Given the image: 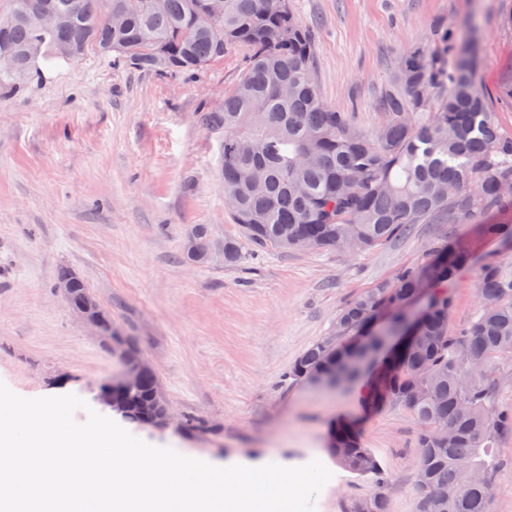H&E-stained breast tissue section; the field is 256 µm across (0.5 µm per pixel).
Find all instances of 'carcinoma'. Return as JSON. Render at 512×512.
Masks as SVG:
<instances>
[{"label":"carcinoma","instance_id":"carcinoma-1","mask_svg":"<svg viewBox=\"0 0 512 512\" xmlns=\"http://www.w3.org/2000/svg\"><path fill=\"white\" fill-rule=\"evenodd\" d=\"M0 14V86L16 79L34 45L56 55L65 41L83 53L107 55L134 70L190 77L224 60L232 47L244 67L224 95V107L203 113L224 131V196L240 237L224 239V265L237 266L243 249L274 248L360 254L414 231L420 224L478 227L489 238L512 239V224L492 215L512 211V133L502 131L478 87V55L441 24L428 45L405 54L379 99V121L366 133L349 113L323 100L315 81L314 36L288 0H224V15L207 21L205 0H112L126 16L110 28L105 0H11ZM25 3L70 6L76 19L63 31L39 32L21 15ZM216 246L210 228L196 224L183 259L203 264ZM460 244L432 251L415 266L347 300L333 331L304 350L289 376L308 380L316 367L346 387L365 375V408L396 406L416 426L418 462L414 512H492L501 460V434L512 412L494 404L499 361L512 359V260L479 270L478 314L458 332L449 329L448 282L466 265ZM434 302L404 347L383 337L399 334L424 284ZM125 418L144 424L140 407H163L156 376L121 391ZM336 463L372 475L380 490L352 501L349 512H389L380 462L348 419L330 432Z\"/></svg>","mask_w":512,"mask_h":512}]
</instances>
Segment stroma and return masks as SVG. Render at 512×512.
<instances>
[{
  "label": "stroma",
  "mask_w": 512,
  "mask_h": 512,
  "mask_svg": "<svg viewBox=\"0 0 512 512\" xmlns=\"http://www.w3.org/2000/svg\"><path fill=\"white\" fill-rule=\"evenodd\" d=\"M315 37L325 101L372 131L378 101L402 55L433 24L474 35L478 86L499 127L512 132V0H289ZM242 52L188 78L132 70L88 50L44 63L16 88H0V382L24 398L73 394L98 408L121 364L56 290L76 271L151 362L173 423L125 422L135 437L221 465L322 461L333 477L315 512H344L379 489L328 451L336 417L361 423L365 447L387 475L390 512H413L415 426L400 409L364 407L353 393L289 378L294 360L329 335L351 296L391 280L456 240L469 263L449 283L452 328L476 314V273L512 259V246L474 226L422 224L359 255L274 248L239 266L183 258L190 228L216 240L240 234L224 205V133L201 115L221 110Z\"/></svg>",
  "instance_id": "35a3bbf8"
}]
</instances>
